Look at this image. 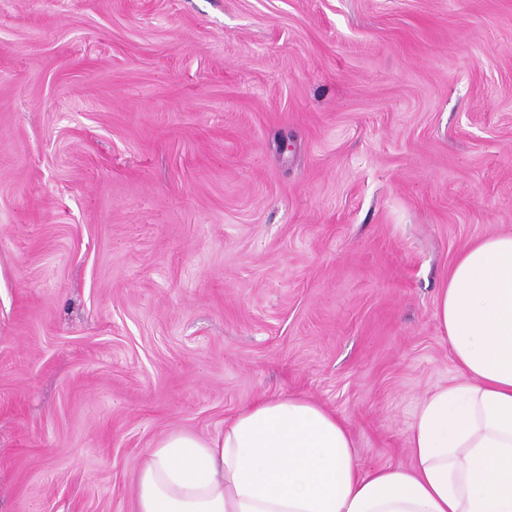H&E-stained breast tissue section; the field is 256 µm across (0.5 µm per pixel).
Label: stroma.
Instances as JSON below:
<instances>
[{
	"mask_svg": "<svg viewBox=\"0 0 512 512\" xmlns=\"http://www.w3.org/2000/svg\"><path fill=\"white\" fill-rule=\"evenodd\" d=\"M512 232V0H0V512H134L260 396L409 461Z\"/></svg>",
	"mask_w": 512,
	"mask_h": 512,
	"instance_id": "1",
	"label": "stroma"
}]
</instances>
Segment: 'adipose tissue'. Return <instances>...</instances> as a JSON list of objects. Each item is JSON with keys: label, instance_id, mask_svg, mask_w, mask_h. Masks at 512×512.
Here are the masks:
<instances>
[{"label": "adipose tissue", "instance_id": "obj_1", "mask_svg": "<svg viewBox=\"0 0 512 512\" xmlns=\"http://www.w3.org/2000/svg\"><path fill=\"white\" fill-rule=\"evenodd\" d=\"M436 314L459 377L422 398L410 465L361 469L334 411L261 397L217 435L154 440L135 512H512V233L461 252Z\"/></svg>", "mask_w": 512, "mask_h": 512}]
</instances>
